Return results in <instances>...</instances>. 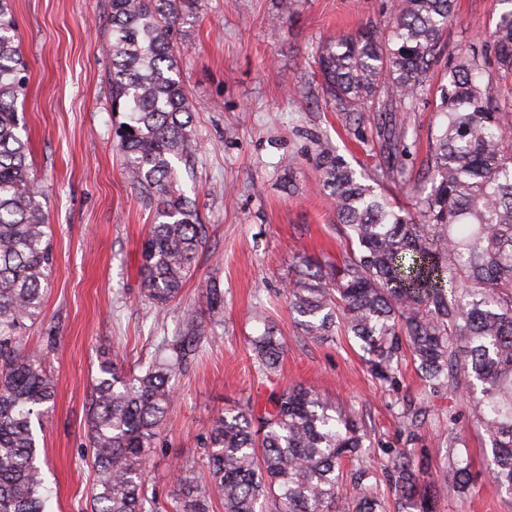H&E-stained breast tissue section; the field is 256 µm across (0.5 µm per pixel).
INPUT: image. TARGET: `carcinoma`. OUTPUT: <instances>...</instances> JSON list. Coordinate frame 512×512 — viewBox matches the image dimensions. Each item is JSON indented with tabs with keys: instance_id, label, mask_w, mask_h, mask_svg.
Segmentation results:
<instances>
[{
	"instance_id": "1",
	"label": "carcinoma",
	"mask_w": 512,
	"mask_h": 512,
	"mask_svg": "<svg viewBox=\"0 0 512 512\" xmlns=\"http://www.w3.org/2000/svg\"><path fill=\"white\" fill-rule=\"evenodd\" d=\"M13 3L0 0V512H47L36 421L51 409L55 381L23 338L41 314L53 253L17 109L28 76L15 46ZM199 3L106 2L114 144L131 185L155 206L140 273L158 310L193 277L209 238L174 166L198 147L177 39ZM498 4L486 42L498 74L512 78V0ZM451 15L452 0H396L386 34L368 27L320 46L314 61L324 96L348 123L367 108L415 109L430 90ZM488 78L475 53L450 67L424 173L431 188L412 211L379 192V177L357 172L330 144H316L322 189L350 249L339 262L298 254L287 293L306 335L320 339L343 328L371 356L377 379L393 378L409 357L431 390L467 396L491 445L489 477L512 493V99L491 101ZM381 137L391 170L411 181L404 127L394 119ZM204 303L209 321L220 322L224 292L210 286ZM204 333L203 321L187 319L129 378L118 362H100L87 402L91 512H145L142 465L173 401L171 380ZM252 350L271 372L283 344L267 326ZM442 432L448 478L464 498L472 482L458 451L463 439L451 422ZM364 439L351 412L308 387L283 392L259 416L248 406L227 409L203 443L206 466L181 467L176 512H207L213 493L224 512H332L344 459L352 465L353 512H378ZM420 473L410 453L395 452L389 477L404 512H433Z\"/></svg>"
}]
</instances>
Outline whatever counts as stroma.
I'll use <instances>...</instances> for the list:
<instances>
[{
    "mask_svg": "<svg viewBox=\"0 0 512 512\" xmlns=\"http://www.w3.org/2000/svg\"><path fill=\"white\" fill-rule=\"evenodd\" d=\"M393 6L394 0H201L186 17L182 79L200 147L177 169L179 187L195 201L210 237L180 299L159 316L139 274L155 208L128 182L113 145L105 0H15L29 69L22 110L54 257L42 313L25 337L43 351L56 384L40 439L51 512H90L86 399L103 354L118 355L126 371L147 364L162 337L189 316H205L201 292L212 283L224 291L223 318L172 380L174 401L145 460V512H175L181 466H202L214 417L234 406H265L299 384L356 415L386 512L396 508L386 467L397 448L423 461L422 480L435 487L434 512H512V494L487 474L489 440L465 396L430 392L408 361L393 381L378 380L354 338L339 328L320 340L306 336L286 298L297 250L336 261L347 248L334 205L319 187L315 142L337 147L362 172L385 162L380 113H365L359 128L346 126L323 97L313 55L323 42L364 26L384 30ZM497 13L496 0H454L433 84L447 82L457 57L477 53L493 75V99L512 97V82L496 76L483 38ZM435 105L429 94L414 110L394 114L408 132L407 163L415 174L439 122ZM290 158L296 166L288 175L283 163ZM268 325L284 355L266 375L251 341ZM450 421L464 437L474 482L464 499L441 478L448 445L438 428Z\"/></svg>",
    "mask_w": 512,
    "mask_h": 512,
    "instance_id": "35a3bbf8",
    "label": "stroma"
}]
</instances>
